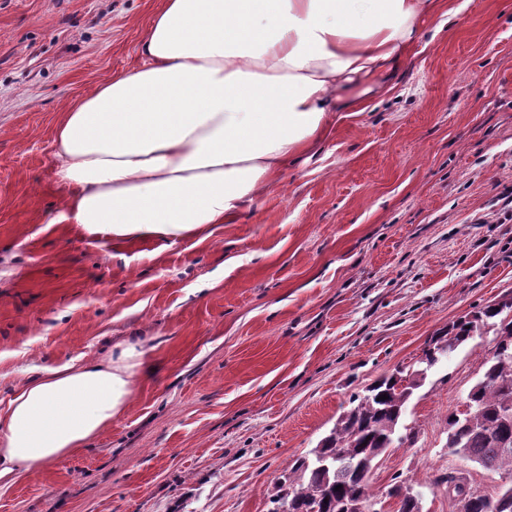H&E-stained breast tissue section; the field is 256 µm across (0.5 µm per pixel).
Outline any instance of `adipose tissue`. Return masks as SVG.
I'll return each mask as SVG.
<instances>
[{
  "mask_svg": "<svg viewBox=\"0 0 512 512\" xmlns=\"http://www.w3.org/2000/svg\"><path fill=\"white\" fill-rule=\"evenodd\" d=\"M469 0H162L137 52L67 107L54 139L62 218L115 241L180 240L231 224L289 161L364 110L349 92L408 64L424 15ZM138 343L62 365L0 411V478L92 441L128 406Z\"/></svg>",
  "mask_w": 512,
  "mask_h": 512,
  "instance_id": "obj_1",
  "label": "adipose tissue"
}]
</instances>
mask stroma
I'll list each match as a JSON object with an SVG mask.
<instances>
[{"instance_id": "stroma-1", "label": "stroma", "mask_w": 512, "mask_h": 512, "mask_svg": "<svg viewBox=\"0 0 512 512\" xmlns=\"http://www.w3.org/2000/svg\"><path fill=\"white\" fill-rule=\"evenodd\" d=\"M161 3L0 0V408L127 340L153 367L95 440L0 479V512H270L353 395L512 291V0H470L443 31L420 20L393 95L352 86L365 111L207 238L116 245L57 223L61 114L138 65ZM492 350L486 333L429 371L375 498L398 476L421 512H459L434 477L512 483L448 453Z\"/></svg>"}]
</instances>
